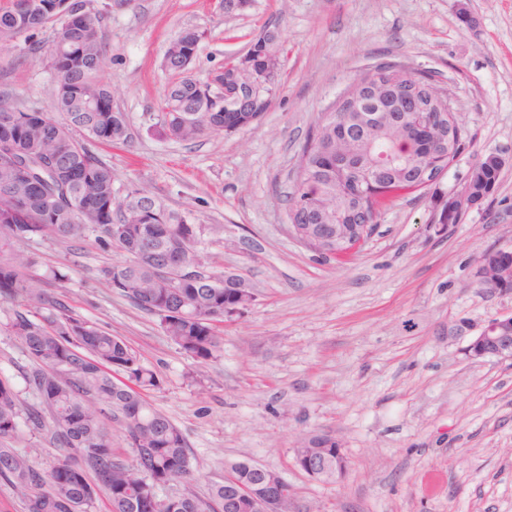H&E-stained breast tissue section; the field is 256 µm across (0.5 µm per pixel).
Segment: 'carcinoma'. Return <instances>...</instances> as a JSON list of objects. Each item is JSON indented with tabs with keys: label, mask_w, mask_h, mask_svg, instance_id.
Returning <instances> with one entry per match:
<instances>
[{
	"label": "carcinoma",
	"mask_w": 512,
	"mask_h": 512,
	"mask_svg": "<svg viewBox=\"0 0 512 512\" xmlns=\"http://www.w3.org/2000/svg\"><path fill=\"white\" fill-rule=\"evenodd\" d=\"M79 0H28L25 11L15 0H0V50L17 47L20 38L31 40L50 28L51 40L22 49L39 56L52 74L71 66L81 57L82 65L64 81H55L53 111L47 121L18 138L27 111L0 100V151L6 147L30 156L45 154L87 168L88 177L79 188H67L56 178L38 189L17 186L15 172L0 163V301L16 308L0 322V331L22 346L32 363L28 385L42 409L22 412L11 383L0 379V481L8 484L24 505L25 512H96L103 494L110 512H229L227 502L241 487L258 488L272 473L246 464L235 476L211 486L202 498L183 493L173 499L160 491L191 479L189 447L181 430L146 399V392L159 387V378L145 367L140 355L125 340L103 331L97 323L73 314L66 293L45 288L62 285L68 274L50 267L41 275L18 246L35 239L68 242L90 235L105 248L122 252L126 260L100 268L99 273L113 292L139 309L159 317L166 336L200 364L215 358L224 322L238 315L240 284L224 282L219 274L210 284H200L187 275L169 277L161 260L175 263L190 249H197L202 228L192 220L158 204L151 213L139 210L141 192L135 189L121 199L116 195V174L92 144L76 138L85 133L95 141L125 142L128 126L120 112H94V102L111 96L98 76L97 58L106 52L102 36L104 13L88 11L75 25L65 22L69 4ZM191 49L171 43L165 53L170 75L161 108L164 135L189 142L224 131V113L209 110V85L190 74ZM263 69L270 78L262 89L263 111L245 112L242 127L259 121L273 102L278 88L279 47L269 46ZM398 89L407 86L417 94L437 85L428 72L392 70L381 62L361 74L351 87L362 85L371 74ZM252 80L251 72L233 61H224V86L234 92ZM442 112L443 133L464 137L448 106H433ZM399 113L378 112L375 125L365 131L369 153L359 146L356 162L367 165L383 158L376 170L371 196L377 212L418 192L414 172L423 157L421 142L409 125L397 124ZM497 169L484 162L472 180V196L479 199L492 191ZM304 200L317 224H353L351 203L336 195V115L327 112L312 127L295 166L291 211ZM107 213L108 219L101 220ZM50 419L58 450L54 463L39 467L30 453L12 447L19 422L37 433ZM124 431L128 451L112 447L109 424Z\"/></svg>",
	"instance_id": "carcinoma-1"
}]
</instances>
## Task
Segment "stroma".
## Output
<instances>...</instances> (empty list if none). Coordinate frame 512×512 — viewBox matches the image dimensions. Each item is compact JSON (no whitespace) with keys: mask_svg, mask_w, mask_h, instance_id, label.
<instances>
[{"mask_svg":"<svg viewBox=\"0 0 512 512\" xmlns=\"http://www.w3.org/2000/svg\"><path fill=\"white\" fill-rule=\"evenodd\" d=\"M107 53L100 78L124 115L127 142L96 144L118 195L137 188L203 227L215 272L248 281L253 305L226 323L205 367L162 332L157 316L111 292L101 267L123 253L94 239L34 240L35 273L71 268L74 313L122 337L160 386L152 406L183 432L206 495L229 464L250 460L288 483L291 512H512V360L475 361L465 347L512 314V293L479 287L483 252L512 249V0H95ZM473 17L467 27L463 16ZM285 48L280 89L261 121L188 144L166 138L164 53L204 32L197 78L247 50L269 23ZM429 71L451 93L464 152L437 190L458 189L485 155H501L494 193L458 223H438L431 190L398 201L361 252L328 259L290 234L286 196L309 129L380 59ZM0 97L50 108L37 59L0 52ZM20 345L0 332V378L36 404ZM338 440L350 462L325 484L296 465L304 436Z\"/></svg>","mask_w":512,"mask_h":512,"instance_id":"35a3bbf8","label":"stroma"}]
</instances>
